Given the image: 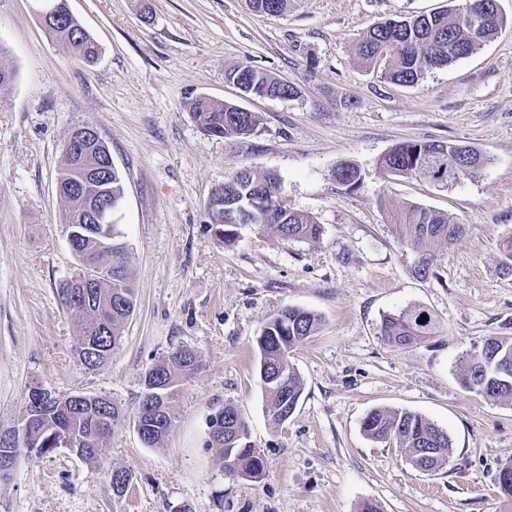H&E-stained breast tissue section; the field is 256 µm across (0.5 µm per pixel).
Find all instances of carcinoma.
<instances>
[{"label": "carcinoma", "mask_w": 512, "mask_h": 512, "mask_svg": "<svg viewBox=\"0 0 512 512\" xmlns=\"http://www.w3.org/2000/svg\"><path fill=\"white\" fill-rule=\"evenodd\" d=\"M495 0H461L450 9L430 14L413 15L403 20H387L373 24L356 42L353 51L356 60L369 69L381 68L382 76L395 83L415 85L435 69L447 68L456 61L472 56L502 32L507 17L501 9L493 8ZM250 7L264 14H279L288 7V0H252ZM466 9L477 18V25L461 21L460 12ZM48 35L63 44L75 56L94 61L99 48L94 38L71 13L59 8L57 16L47 28ZM224 79L253 94L275 92L290 97L297 90L279 79L248 65L233 66L224 72ZM190 111L208 134L232 140L249 137L257 131L259 117L229 102L195 97ZM108 145L98 146L95 141L73 140L65 153L64 166L57 181L59 196L67 204L66 220L82 205L81 192L71 187L76 175L84 170L106 165ZM489 158L479 151L472 157L459 155L453 142H403L383 155L378 166L388 175L423 178L448 184L475 176L488 164ZM336 181L349 188L360 186V170L343 162L336 167ZM230 183L235 206L251 213L253 223L273 230L286 240L315 242L323 233L321 225L308 215L284 208L278 196L282 193L278 177L268 171L259 182L233 175ZM103 188L112 200L124 198V182L117 168ZM208 224L226 242L236 240L238 225L224 223V207L209 201L206 204ZM388 223L401 245L415 255L414 273L420 279L433 274L438 254L452 247L465 233V225L454 224L448 215L419 205H405L388 209ZM71 232L78 241L73 250L80 278L90 265L101 269L112 268V274H103L99 282L91 285L92 304L77 305L72 300L73 279L65 280L59 295L70 312L79 332L76 351L81 343L94 340L102 348L98 357L80 354L89 369L104 365L118 347L122 328L135 309V294L131 280V261L127 246L121 240L117 225L109 229L110 247L87 233L88 225L73 224ZM500 266L512 275V234L499 242ZM321 322L320 316L308 309L290 306L286 312L275 314L261 328L256 337L259 353L258 368L283 369L288 374L284 387L271 385L264 389L268 402V415L279 425L283 407L295 411L303 393L302 383L294 368L290 367V353L311 338ZM438 321L425 308L414 307L397 314L383 316L380 334L396 347L411 348L425 338L435 335ZM199 367L195 353L178 348L149 368L160 376L166 387L159 389L164 401L148 409L140 406L137 421L144 427L143 443L158 445L169 435L174 419L171 403L178 395L180 381ZM512 368V339L491 336L482 345L480 353L471 349L462 356L461 384L469 392L493 401H512V377L503 371ZM29 431L17 444L19 448H51L50 433L73 435L74 438L98 436V444L89 448L85 462L97 464L101 460L104 443L120 421V409L101 395H86L81 400L47 410L40 415L29 414ZM363 432L375 441L395 442L404 449L409 463L418 458L427 459L426 470L434 472L445 464L453 448L448 432L427 417L409 410H373L361 424ZM211 446L219 448L225 459L234 461V472L245 479H256L265 473V461L252 448L248 439V426L238 408L232 404L210 419ZM499 493L512 499V464L503 466L497 475Z\"/></svg>", "instance_id": "obj_1"}]
</instances>
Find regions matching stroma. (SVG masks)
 <instances>
[{"label": "stroma", "mask_w": 512, "mask_h": 512, "mask_svg": "<svg viewBox=\"0 0 512 512\" xmlns=\"http://www.w3.org/2000/svg\"><path fill=\"white\" fill-rule=\"evenodd\" d=\"M100 46L91 64L45 33L35 0H0V430L15 426L29 388L105 395L122 417L100 464L68 449L21 452L0 482V512H512L499 468L512 463V404L466 391L459 358L489 336L512 338V276L498 241L512 233L511 22L476 54L414 86L360 67L352 47L372 24L429 14L449 0H288L278 15L247 0H68ZM245 64L288 81L286 99L242 95L224 80ZM206 94L257 113L256 133L228 141L204 132L191 97ZM90 124L124 181L120 228L136 307L108 363L76 356L77 328L57 293L78 264L66 204L55 189L72 127ZM407 141H453L489 156L476 176L442 186L389 176L379 158ZM362 171L351 190L336 166ZM256 167L276 173L288 207L323 229L284 240L246 224L232 243L211 230L212 188ZM418 204L467 227L419 279L386 207ZM292 305L318 313L316 335L289 358L302 384L281 426L267 416L256 338ZM438 318L411 349L387 344L381 318L413 306ZM187 347L200 366L173 404L157 446L136 431L146 371ZM245 418L265 458L257 482L225 470L209 418L225 404ZM407 409L447 430L453 453L427 474L401 448L361 431L373 409ZM129 472L125 495L112 473Z\"/></svg>", "instance_id": "35a3bbf8"}]
</instances>
